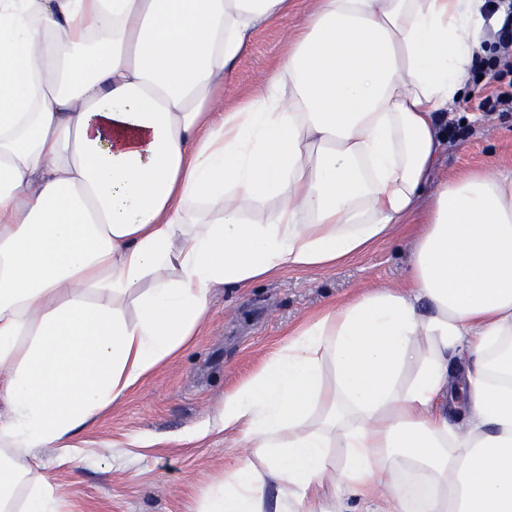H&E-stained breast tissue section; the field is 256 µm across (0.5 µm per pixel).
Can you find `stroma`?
<instances>
[{"instance_id":"35a3bbf8","label":"stroma","mask_w":512,"mask_h":512,"mask_svg":"<svg viewBox=\"0 0 512 512\" xmlns=\"http://www.w3.org/2000/svg\"><path fill=\"white\" fill-rule=\"evenodd\" d=\"M299 0L281 23L256 31L239 60L226 100L248 93L299 26ZM474 67L464 99L448 114V143L437 177L485 166L512 167V112H491L483 102L495 87L491 57ZM418 224H405L364 255L328 270H297L246 292L219 288L203 336L104 412L83 438L76 461L40 448L36 457L54 483L60 512H197L211 483L236 454L224 438L193 440L224 400L247 379L290 328L331 302L365 288L401 284Z\"/></svg>"}]
</instances>
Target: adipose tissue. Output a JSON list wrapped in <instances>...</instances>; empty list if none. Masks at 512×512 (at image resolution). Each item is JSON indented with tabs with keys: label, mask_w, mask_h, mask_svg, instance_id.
<instances>
[{
	"label": "adipose tissue",
	"mask_w": 512,
	"mask_h": 512,
	"mask_svg": "<svg viewBox=\"0 0 512 512\" xmlns=\"http://www.w3.org/2000/svg\"><path fill=\"white\" fill-rule=\"evenodd\" d=\"M0 0V512L74 458L217 288L336 267L419 219L407 280L309 316L226 392L199 512H512V168L436 179L486 0ZM468 391L455 406L456 389ZM276 499H269L268 488ZM307 3L298 1L296 10L281 23L261 28L253 34L248 51L236 66L232 83L225 90V104L248 93L268 73L273 61L283 52L286 31L302 23Z\"/></svg>",
	"instance_id": "adipose-tissue-1"
}]
</instances>
